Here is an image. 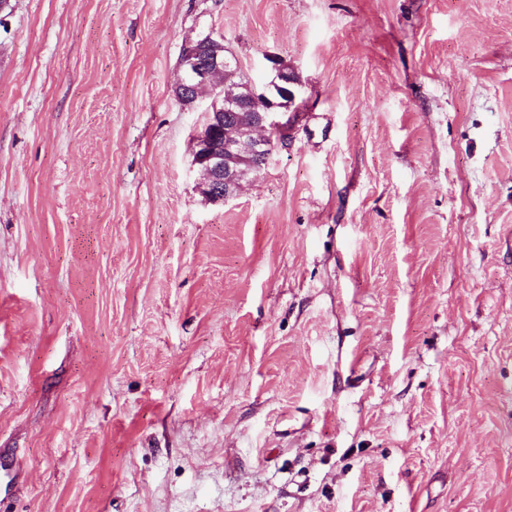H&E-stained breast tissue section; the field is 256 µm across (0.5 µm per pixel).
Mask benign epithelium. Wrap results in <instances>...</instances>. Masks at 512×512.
<instances>
[{
    "instance_id": "obj_1",
    "label": "benign epithelium",
    "mask_w": 512,
    "mask_h": 512,
    "mask_svg": "<svg viewBox=\"0 0 512 512\" xmlns=\"http://www.w3.org/2000/svg\"><path fill=\"white\" fill-rule=\"evenodd\" d=\"M207 63L199 61L200 49L188 40L179 68L180 83L195 91L212 83L217 73L226 67H239L237 58L226 54L223 42L209 40ZM299 81L288 80L287 100L273 98V85L265 90L252 92L249 104L241 105L234 96L223 98V106L230 111L241 112L242 121L235 127L224 130L221 140L215 139V131L224 124V113L205 112L203 131L196 140L194 163L201 173L199 188L202 194L214 203H224L233 198L242 180L240 164L249 163L260 169L269 161L275 144L287 139L290 123L279 120L296 100Z\"/></svg>"
}]
</instances>
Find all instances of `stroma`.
<instances>
[{"label": "stroma", "mask_w": 512, "mask_h": 512, "mask_svg": "<svg viewBox=\"0 0 512 512\" xmlns=\"http://www.w3.org/2000/svg\"><path fill=\"white\" fill-rule=\"evenodd\" d=\"M201 33L301 85L223 204ZM0 512H512V0H9Z\"/></svg>", "instance_id": "35a3bbf8"}]
</instances>
